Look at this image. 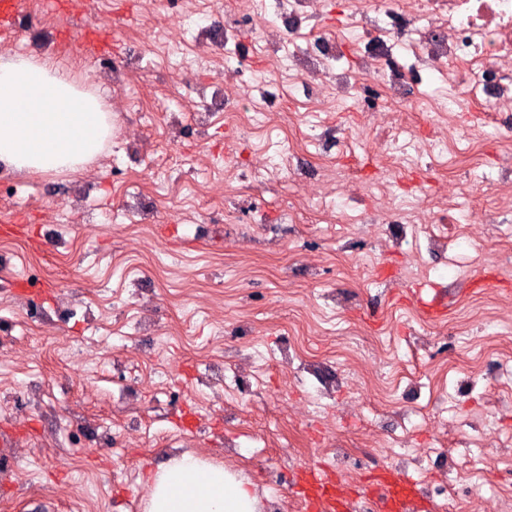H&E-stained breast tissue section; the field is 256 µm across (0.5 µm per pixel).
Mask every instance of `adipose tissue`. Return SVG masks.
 Listing matches in <instances>:
<instances>
[{"instance_id": "adipose-tissue-1", "label": "adipose tissue", "mask_w": 512, "mask_h": 512, "mask_svg": "<svg viewBox=\"0 0 512 512\" xmlns=\"http://www.w3.org/2000/svg\"><path fill=\"white\" fill-rule=\"evenodd\" d=\"M112 114L49 58L0 52V165L16 173H75L105 149ZM237 471L185 454L150 476L144 512H264Z\"/></svg>"}]
</instances>
